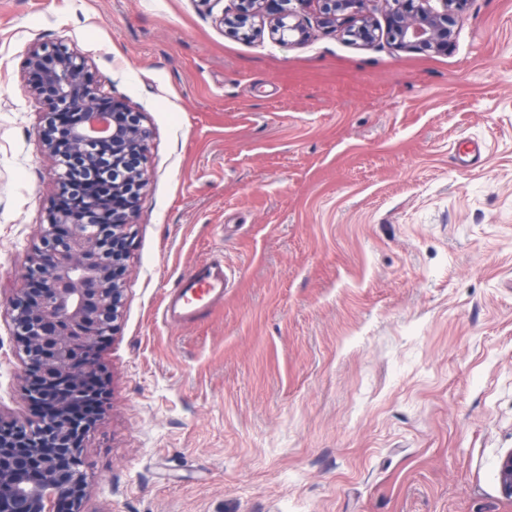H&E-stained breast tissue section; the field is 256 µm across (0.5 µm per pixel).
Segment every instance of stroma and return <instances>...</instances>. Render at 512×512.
<instances>
[{
	"mask_svg": "<svg viewBox=\"0 0 512 512\" xmlns=\"http://www.w3.org/2000/svg\"><path fill=\"white\" fill-rule=\"evenodd\" d=\"M197 0H0V289L58 191L31 44L86 56L153 132L88 512H512V0L448 55ZM482 146L459 166L460 147ZM223 304L172 324L182 275ZM0 308V415L34 417ZM229 282L224 264L219 261L184 275L166 296L164 319L176 324L199 321L224 300V288Z\"/></svg>",
	"mask_w": 512,
	"mask_h": 512,
	"instance_id": "obj_1",
	"label": "stroma"
}]
</instances>
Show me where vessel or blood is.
<instances>
[{"label":"vessel or blood","instance_id":"b4317fda","mask_svg":"<svg viewBox=\"0 0 512 512\" xmlns=\"http://www.w3.org/2000/svg\"><path fill=\"white\" fill-rule=\"evenodd\" d=\"M229 282L230 278L219 262L184 275L166 297L164 319L176 324L199 321L223 300Z\"/></svg>","mask_w":512,"mask_h":512}]
</instances>
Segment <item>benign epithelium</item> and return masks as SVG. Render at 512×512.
Returning <instances> with one entry per match:
<instances>
[{
	"instance_id": "7a95c632",
	"label": "benign epithelium",
	"mask_w": 512,
	"mask_h": 512,
	"mask_svg": "<svg viewBox=\"0 0 512 512\" xmlns=\"http://www.w3.org/2000/svg\"><path fill=\"white\" fill-rule=\"evenodd\" d=\"M369 2L236 0L219 23L247 38L263 12L272 16L275 41L293 46L310 36L304 13L314 6L322 25L342 28L354 43L383 34L398 49L446 55L467 0H441L439 10L428 0H392L383 32L368 14ZM25 70L30 91L48 105L44 151L70 158L59 194L74 202L46 208L40 244L27 254L22 286L7 301L22 376L34 373L40 381L25 395L42 413L36 422L0 415V512H85L87 422L76 407L85 400L81 383L101 369L90 352L113 335L120 315L152 130L128 102L104 95L89 60L65 44L30 47ZM499 481L512 500V452Z\"/></svg>"
}]
</instances>
